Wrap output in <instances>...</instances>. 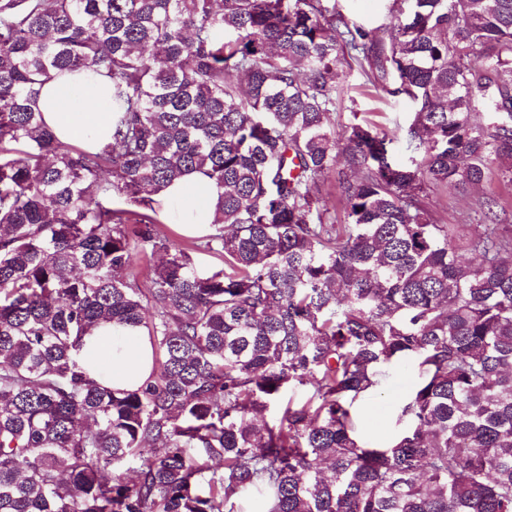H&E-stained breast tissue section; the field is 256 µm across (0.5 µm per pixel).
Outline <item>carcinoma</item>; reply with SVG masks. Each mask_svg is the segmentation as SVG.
I'll use <instances>...</instances> for the list:
<instances>
[{
    "label": "carcinoma",
    "instance_id": "1",
    "mask_svg": "<svg viewBox=\"0 0 512 512\" xmlns=\"http://www.w3.org/2000/svg\"><path fill=\"white\" fill-rule=\"evenodd\" d=\"M387 31L326 0H0V512H512V225L421 198L512 182V0H399ZM347 56L414 104L410 162L336 132ZM86 69L111 83L93 149L37 107ZM193 172L218 270L156 229ZM136 246L165 254L146 284ZM101 322L147 331L143 385L84 371ZM404 365L392 441H361ZM320 197L328 205L332 215L336 217V224H341L344 218V210L343 205L340 202L341 187L336 179V173L332 172L321 180ZM333 206H335V213ZM416 382V373L409 366L388 370L381 391L357 405L361 416L358 432L362 440L382 443L393 437L398 408L411 394Z\"/></svg>",
    "mask_w": 512,
    "mask_h": 512
}]
</instances>
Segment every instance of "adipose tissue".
<instances>
[{
    "label": "adipose tissue",
    "instance_id": "adipose-tissue-1",
    "mask_svg": "<svg viewBox=\"0 0 512 512\" xmlns=\"http://www.w3.org/2000/svg\"><path fill=\"white\" fill-rule=\"evenodd\" d=\"M105 78L84 74L64 75L44 85L38 106L46 124L63 143L95 147L109 139L112 114ZM161 212L174 220L188 217L196 229L214 220L208 194L197 175L190 174L164 191ZM82 356L90 372L115 388L142 384L153 366V348L147 333L136 327L95 328L85 336Z\"/></svg>",
    "mask_w": 512,
    "mask_h": 512
}]
</instances>
